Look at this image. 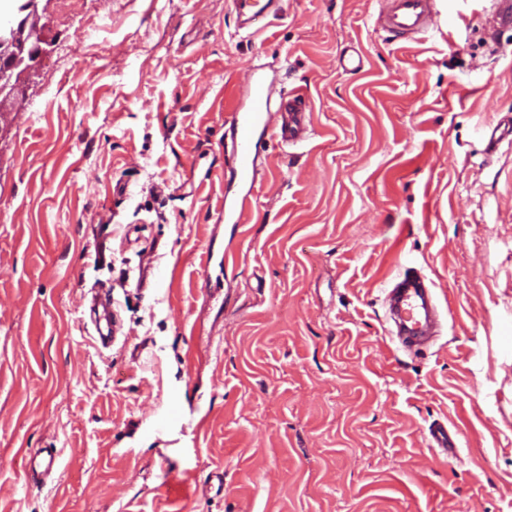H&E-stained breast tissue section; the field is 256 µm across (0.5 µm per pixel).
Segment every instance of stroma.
I'll return each mask as SVG.
<instances>
[{
    "label": "stroma",
    "instance_id": "1",
    "mask_svg": "<svg viewBox=\"0 0 512 512\" xmlns=\"http://www.w3.org/2000/svg\"><path fill=\"white\" fill-rule=\"evenodd\" d=\"M488 6L436 0L393 42L378 0H281L255 33L232 0H42L0 127V512H512V26ZM251 69L313 135L267 142L224 224ZM407 270L441 315L419 351L386 332Z\"/></svg>",
    "mask_w": 512,
    "mask_h": 512
}]
</instances>
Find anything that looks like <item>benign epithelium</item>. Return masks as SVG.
<instances>
[{
    "label": "benign epithelium",
    "instance_id": "obj_1",
    "mask_svg": "<svg viewBox=\"0 0 512 512\" xmlns=\"http://www.w3.org/2000/svg\"><path fill=\"white\" fill-rule=\"evenodd\" d=\"M12 2L11 10L0 12V114L11 111L25 73L46 53L47 44L39 0Z\"/></svg>",
    "mask_w": 512,
    "mask_h": 512
}]
</instances>
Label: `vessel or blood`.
Wrapping results in <instances>:
<instances>
[{
	"label": "vessel or blood",
	"mask_w": 512,
	"mask_h": 512,
	"mask_svg": "<svg viewBox=\"0 0 512 512\" xmlns=\"http://www.w3.org/2000/svg\"><path fill=\"white\" fill-rule=\"evenodd\" d=\"M277 3L278 0H233L240 26L245 30L257 27L275 12ZM433 17L434 0H380L375 24L387 30L392 40L400 41L425 33ZM270 102L266 75L253 70L246 76L240 98L225 117L224 124L230 132V158L242 186L236 203L224 210L226 222L241 223L254 198L258 137H275L285 144H296L310 137L309 106L304 95L289 94L275 108ZM392 293L389 312L398 325L402 344L408 348L423 345L431 328L432 305L422 276L406 272Z\"/></svg>",
	"instance_id": "1"
}]
</instances>
